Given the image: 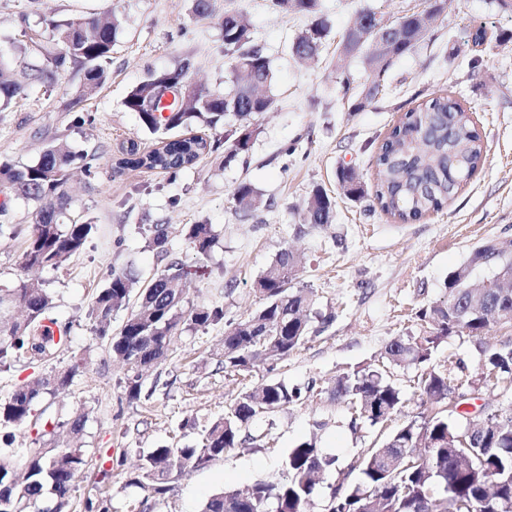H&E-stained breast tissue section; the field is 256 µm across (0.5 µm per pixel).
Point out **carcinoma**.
<instances>
[{
	"label": "carcinoma",
	"instance_id": "obj_1",
	"mask_svg": "<svg viewBox=\"0 0 512 512\" xmlns=\"http://www.w3.org/2000/svg\"><path fill=\"white\" fill-rule=\"evenodd\" d=\"M318 0H274L284 11L316 17L314 29H305L294 42L295 52L317 53L329 32L327 22L316 16ZM224 52L230 60V87L215 90L201 86L196 100L181 112L164 118L142 109V97L155 84V73L136 85L125 106L138 114L142 125L158 135L155 147L145 150L132 143L116 161L118 170H160L172 177L193 165L201 156L220 148V139L193 133L196 127L218 130L227 117L254 119L272 110L269 93L262 99L242 103L240 93L271 87L270 60L253 43L249 24L239 12L227 11L219 19ZM52 39L37 44V58L27 64L30 84L50 85L71 67L83 70L81 95L94 92L105 76L112 45L122 27L114 12L88 13L67 19H50ZM420 37L419 19L404 14L392 34L389 53L379 59L364 58L369 71L356 109L375 102L384 90L388 73L398 58L413 51ZM26 85L0 80V107L25 96ZM483 157L481 137L461 103L449 96H436L404 114L376 152L375 197L382 210L402 223L420 219L442 209L478 171ZM79 158L66 143H53L28 165L0 164V187L18 198L49 201L33 212L21 257V275L11 288L0 289V364L18 358L27 348L32 358H41L55 347L40 333L52 305V296L33 274L55 269L69 256L82 251L95 224L92 220H66L71 197L69 170ZM343 194L358 200L364 184L350 167L336 172ZM247 210L258 209L263 200L248 183L234 191ZM334 200L318 188L308 199L305 221L330 224ZM149 246L167 252L168 235L161 224L146 229ZM189 248L207 257L217 243L211 224L184 228ZM486 275L475 280L476 272ZM299 261L289 248L282 249L256 281L262 304L251 314L224 321V308L202 305L184 309V271L172 261L150 281L126 270H112L109 283L94 298L89 317L99 339L110 341L112 353L128 365L125 393L136 400L141 394L143 372L165 361L182 326L206 327L225 322L224 370L247 371L259 359H282L304 343L312 333L323 331L335 320L333 312L314 309L312 291L295 288ZM130 309L117 334L111 332L113 314ZM426 324L422 336L397 337L388 342L384 358L392 367L419 368L430 362L439 344L453 333L480 338L501 324H512V249L500 247L477 251L448 274L446 297L416 312ZM318 327H313V322ZM484 374L512 382V349L485 356ZM85 369L84 360L17 388L0 399V428L20 427L35 416L45 395L60 394ZM417 388L428 414L394 429L379 447L367 449L347 470H336V457L303 440L288 450L287 479L278 483L258 481L245 491L222 490L211 495L201 512H310L317 495L320 473L338 471V483L330 487L326 512H512V404L477 418L481 424L470 447L458 440L459 423L454 418L458 403L452 395L456 385L446 371L435 368L417 376ZM332 394L355 408L359 419L375 426L398 413L403 404L400 389L387 371L363 368L336 378ZM301 393L281 382H270L239 397L224 418L204 427L191 447L161 446L142 459L129 484L144 493L141 506L163 496L172 479L206 467L224 451L243 441V431L258 415L298 401ZM82 414L69 423V444L63 448L24 449L25 478L14 479V462L0 454V512H67L72 479L88 460L84 451ZM357 480L351 481L352 474Z\"/></svg>",
	"mask_w": 512,
	"mask_h": 512
}]
</instances>
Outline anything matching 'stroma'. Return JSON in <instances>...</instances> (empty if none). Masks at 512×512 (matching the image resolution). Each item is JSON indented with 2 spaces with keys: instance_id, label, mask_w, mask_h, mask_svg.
I'll list each match as a JSON object with an SVG mask.
<instances>
[{
  "instance_id": "obj_1",
  "label": "stroma",
  "mask_w": 512,
  "mask_h": 512,
  "mask_svg": "<svg viewBox=\"0 0 512 512\" xmlns=\"http://www.w3.org/2000/svg\"><path fill=\"white\" fill-rule=\"evenodd\" d=\"M214 17L193 16V0H0V55L21 78L17 48L28 39L52 37L45 21L117 10L122 29L106 64V79L81 96L83 72L71 68L54 87L32 85L27 94L0 111V163L36 161L52 143H68L85 154L92 176L75 172L72 217L91 218L96 230L87 247L58 269L39 272L53 295L50 318L68 330L66 344L42 360L21 357L0 367V398L19 386L86 359L87 368L63 393L39 405L47 423L1 429L0 448L31 447L35 439L61 445L66 425L86 414L87 466L73 482L72 504L89 497L110 499L112 512H140L142 493L128 483L140 458L162 445H194L204 427L223 417L246 391L269 382L300 388L301 402L254 419L250 439L227 449L210 466L174 480L150 512H199L214 491L243 489L259 479L281 481L288 449L315 438L318 447L348 465L381 443L393 427L422 412L415 369L394 368L403 405L391 422L351 425V411L331 392L338 376L378 363L386 344L398 336H419L420 306L442 300L448 274L477 246L512 242V42H489L475 52L467 40L471 26L492 33L512 31V16L494 0H448V6L414 52L395 61L387 90L356 111L336 83L337 47L357 12L372 9L387 19L423 9L425 0H319L318 13L330 32L318 56L298 61L291 45L311 22L309 15L276 10L272 0H212ZM243 13L252 38L273 71L271 112L254 121L258 133L248 154L225 162L224 151L203 156L177 177L159 171H115L121 147L134 141L148 148L154 137L125 99L149 72L190 59L193 77L212 88L223 86L229 62L218 18ZM481 55L479 66L470 63ZM458 99L470 113L483 142V166L442 210L404 224L384 212L376 197L378 146L405 112L437 95ZM354 168L366 194L345 198L336 182L339 167ZM250 183L266 208L244 213L233 193ZM335 200L332 224L304 223L302 207L315 189ZM0 214V288L13 287L20 272L24 231L33 203L6 198ZM213 225L218 242L199 259L184 238L185 225ZM168 227V254L149 248L144 228ZM295 248L302 268L294 285L312 291L315 306L334 310L325 331L280 360L251 370L227 372L221 365L223 325L185 331L169 358L142 379L138 400L125 394L127 368L95 335L89 307L112 269L133 270L141 281L161 273L167 262L183 265L187 307L221 303L228 317L250 314L260 303L253 292L260 274L285 247ZM512 348V324L473 339L453 334L439 344L431 363L450 371L462 396L458 411L473 418L512 403V384L487 378V352Z\"/></svg>"
}]
</instances>
